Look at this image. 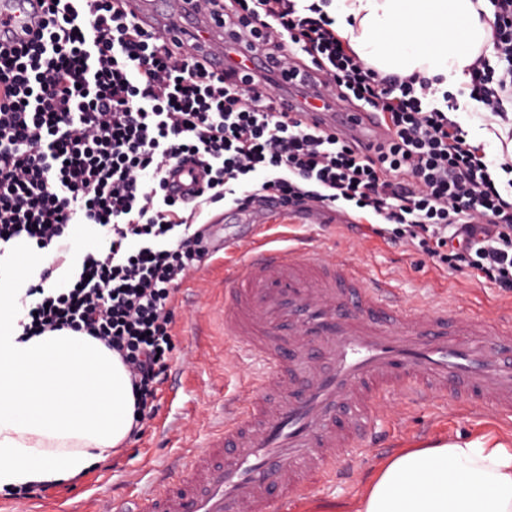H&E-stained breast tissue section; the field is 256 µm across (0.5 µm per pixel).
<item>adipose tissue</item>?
Returning <instances> with one entry per match:
<instances>
[{
    "label": "adipose tissue",
    "mask_w": 512,
    "mask_h": 512,
    "mask_svg": "<svg viewBox=\"0 0 512 512\" xmlns=\"http://www.w3.org/2000/svg\"><path fill=\"white\" fill-rule=\"evenodd\" d=\"M338 29L370 66L464 80L495 31L473 0H334ZM19 289L0 282V491L81 475L126 441L135 398L119 356L69 330L20 340ZM356 512H512V445L442 440L383 462Z\"/></svg>",
    "instance_id": "adipose-tissue-1"
}]
</instances>
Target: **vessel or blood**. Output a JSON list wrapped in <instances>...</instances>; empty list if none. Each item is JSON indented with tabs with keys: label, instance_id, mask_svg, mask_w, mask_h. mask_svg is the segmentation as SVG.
I'll return each instance as SVG.
<instances>
[{
	"label": "vessel or blood",
	"instance_id": "obj_1",
	"mask_svg": "<svg viewBox=\"0 0 512 512\" xmlns=\"http://www.w3.org/2000/svg\"><path fill=\"white\" fill-rule=\"evenodd\" d=\"M142 27L181 39L205 29L203 53L224 67L226 38L186 0H125ZM30 31L40 0H0ZM364 141L383 132L374 112L310 113ZM224 255L220 321L232 350L259 372L191 464L154 494L115 512H290L310 485L341 473L339 460L371 434L385 397L448 401L464 413L512 422V315L487 322L444 305L431 315L398 298L390 280L367 284L360 268L289 245L261 224L246 248L212 225Z\"/></svg>",
	"mask_w": 512,
	"mask_h": 512
}]
</instances>
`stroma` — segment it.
I'll return each instance as SVG.
<instances>
[{
  "label": "stroma",
  "mask_w": 512,
  "mask_h": 512,
  "mask_svg": "<svg viewBox=\"0 0 512 512\" xmlns=\"http://www.w3.org/2000/svg\"><path fill=\"white\" fill-rule=\"evenodd\" d=\"M287 232L327 257L357 264L366 277L392 278L401 295L418 303L423 312H433L447 301L464 311L483 308L491 322L512 310V295L472 276L448 273L425 256L363 236L343 223L306 224L295 219ZM223 290L224 269L211 261L182 284L175 299L176 347L166 382L167 387L177 388L178 395L161 397L155 421L134 447L108 455L79 477L72 494L81 506L153 493L160 478L173 474L190 451L202 447L209 433L224 421L225 396L247 397L245 381L257 366L245 355L223 350L217 314ZM378 419L381 425L391 427L399 450L457 436L493 435L512 440V427L502 425L493 413L477 418L432 398L412 404L402 396H389ZM386 458V453L369 452L350 459L348 480L310 493L293 512H349L358 492Z\"/></svg>",
  "instance_id": "obj_1"
}]
</instances>
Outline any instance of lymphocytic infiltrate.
Returning <instances> with one entry per match:
<instances>
[{
  "instance_id": "f902f5d3",
  "label": "lymphocytic infiltrate",
  "mask_w": 512,
  "mask_h": 512,
  "mask_svg": "<svg viewBox=\"0 0 512 512\" xmlns=\"http://www.w3.org/2000/svg\"><path fill=\"white\" fill-rule=\"evenodd\" d=\"M47 2L31 38L0 43V244L25 241L30 260L54 249L21 304L22 334L68 329L117 354L134 435L170 371L175 296L212 253L204 211L333 214L512 293V157L470 143L453 94L368 67L337 32L332 0H195L233 39L220 73L200 38L140 28L123 0ZM489 3L493 49L467 87L503 118L512 0ZM248 56L269 65L249 71ZM316 100L381 113L385 132L363 143L314 128ZM187 162L208 176L190 203L165 180L166 165ZM78 225L97 241L79 255Z\"/></svg>"
}]
</instances>
